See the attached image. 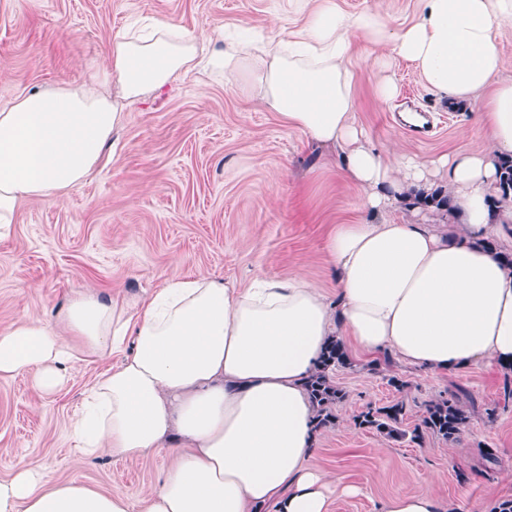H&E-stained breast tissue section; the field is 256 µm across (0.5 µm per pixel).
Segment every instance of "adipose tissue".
Here are the masks:
<instances>
[{
  "label": "adipose tissue",
  "instance_id": "1",
  "mask_svg": "<svg viewBox=\"0 0 512 512\" xmlns=\"http://www.w3.org/2000/svg\"><path fill=\"white\" fill-rule=\"evenodd\" d=\"M392 33L382 14L343 13L318 0L289 40L225 42L152 20L113 39L104 70L0 106V241L18 204L65 197L99 164L126 104L180 75L242 79V92L320 148L339 150L361 186V224L324 243L336 292L302 276H256L240 288L208 276L174 278L133 302L74 291L55 320L26 318L0 333V378L31 376L43 393L71 365L120 360L88 384L72 426L77 460L165 454L173 464L144 497L52 484L21 467L0 481V512H328V492L355 494L343 476L309 467L318 430L306 390L331 337L362 353L391 352L450 373L482 360L512 370V269L486 248L498 162L512 155V78L501 75V31L512 0H426ZM377 53L380 100L394 97L390 57L409 61L451 106L479 107L485 151L430 160L384 157L357 124L350 33ZM448 184L459 230L429 223L415 192ZM407 212L402 223L389 215Z\"/></svg>",
  "mask_w": 512,
  "mask_h": 512
}]
</instances>
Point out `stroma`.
<instances>
[{
  "mask_svg": "<svg viewBox=\"0 0 512 512\" xmlns=\"http://www.w3.org/2000/svg\"><path fill=\"white\" fill-rule=\"evenodd\" d=\"M347 14L383 13L390 31L421 18L424 0H337ZM168 18L185 30L208 28L281 38L302 15L289 0H0V105L20 93L81 82L104 68L114 37L134 23ZM356 118L385 156L422 158L488 142L472 112L449 109L414 66L394 59L397 96L381 102L373 46L352 34ZM104 165L61 200L22 202L14 232L0 242V332L30 316L54 317L71 290L92 286L121 300L142 298L175 277L208 275L248 287L262 274L300 275L333 293L324 240L333 225L359 224L362 189L275 113L231 81L183 77L127 105ZM339 370L346 393L334 424L321 429L311 459L341 473L358 495L336 497L331 512H379L401 492L429 493L456 512H492L512 500V370L479 362L432 374L400 360L375 365L351 353ZM108 361L79 363L59 390L34 393L25 377L0 379V480L20 465L54 483L78 482L131 499L144 496L171 465L159 455L73 464L71 424L81 392ZM468 393L474 405L457 441H394L356 426L367 406L404 403L412 430L430 401ZM494 415H487V408Z\"/></svg>",
  "mask_w": 512,
  "mask_h": 512,
  "instance_id": "stroma-1",
  "label": "stroma"
}]
</instances>
